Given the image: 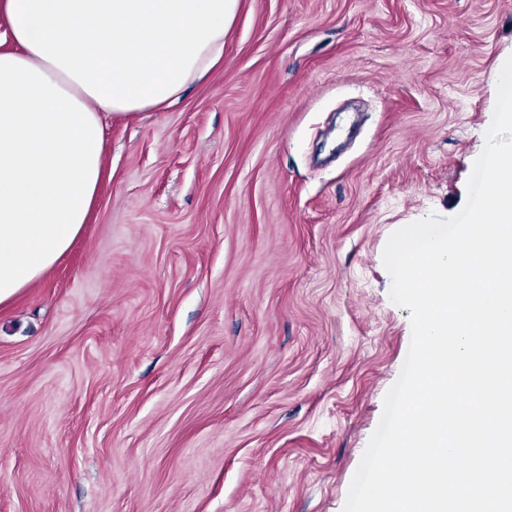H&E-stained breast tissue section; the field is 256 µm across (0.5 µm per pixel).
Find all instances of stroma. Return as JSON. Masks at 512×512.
Returning <instances> with one entry per match:
<instances>
[{
  "mask_svg": "<svg viewBox=\"0 0 512 512\" xmlns=\"http://www.w3.org/2000/svg\"><path fill=\"white\" fill-rule=\"evenodd\" d=\"M511 56L512 0H240L0 306V512H343L411 341L385 245L464 207Z\"/></svg>",
  "mask_w": 512,
  "mask_h": 512,
  "instance_id": "35a3bbf8",
  "label": "stroma"
}]
</instances>
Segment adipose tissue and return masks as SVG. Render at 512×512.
Listing matches in <instances>:
<instances>
[{
    "label": "adipose tissue",
    "mask_w": 512,
    "mask_h": 512,
    "mask_svg": "<svg viewBox=\"0 0 512 512\" xmlns=\"http://www.w3.org/2000/svg\"><path fill=\"white\" fill-rule=\"evenodd\" d=\"M239 0H0V304L89 221L104 120L159 110L221 61Z\"/></svg>",
    "instance_id": "adipose-tissue-1"
}]
</instances>
